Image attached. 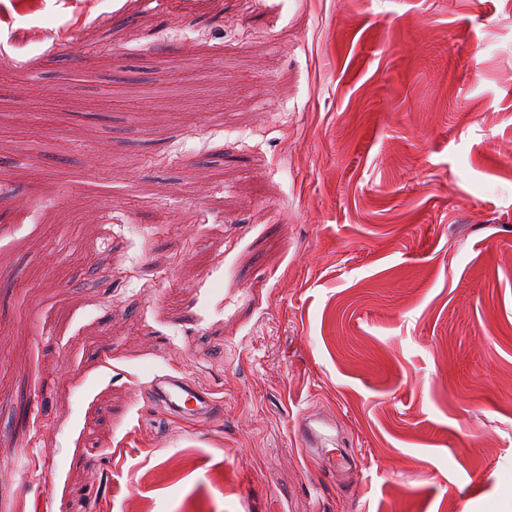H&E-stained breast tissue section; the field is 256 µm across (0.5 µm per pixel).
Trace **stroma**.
Segmentation results:
<instances>
[{
    "label": "stroma",
    "instance_id": "obj_1",
    "mask_svg": "<svg viewBox=\"0 0 512 512\" xmlns=\"http://www.w3.org/2000/svg\"><path fill=\"white\" fill-rule=\"evenodd\" d=\"M144 506L512 512V0H0V512ZM148 391L149 402L163 407L167 414L184 413L196 422L215 414L216 401L211 394L184 375H158L150 382ZM333 428L332 422L309 415L295 429L294 438L305 453L308 449L312 453L318 450L325 451L324 448L334 443L333 436L329 434Z\"/></svg>",
    "mask_w": 512,
    "mask_h": 512
}]
</instances>
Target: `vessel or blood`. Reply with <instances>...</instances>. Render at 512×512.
Listing matches in <instances>:
<instances>
[{
	"instance_id": "b4317fda",
	"label": "vessel or blood",
	"mask_w": 512,
	"mask_h": 512,
	"mask_svg": "<svg viewBox=\"0 0 512 512\" xmlns=\"http://www.w3.org/2000/svg\"><path fill=\"white\" fill-rule=\"evenodd\" d=\"M148 399L167 413H182L196 422L212 418L216 410L211 394L183 375L156 376L149 385ZM332 428V422L309 416L295 429L294 438L299 447L315 452L332 444Z\"/></svg>"
}]
</instances>
